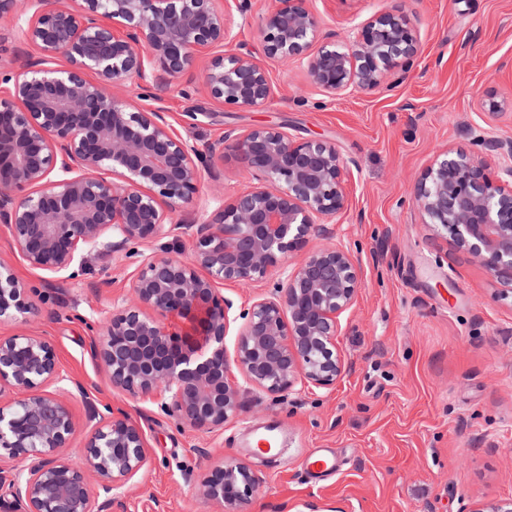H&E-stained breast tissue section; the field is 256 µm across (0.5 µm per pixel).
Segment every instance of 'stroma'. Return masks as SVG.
<instances>
[{
	"label": "stroma",
	"mask_w": 512,
	"mask_h": 512,
	"mask_svg": "<svg viewBox=\"0 0 512 512\" xmlns=\"http://www.w3.org/2000/svg\"><path fill=\"white\" fill-rule=\"evenodd\" d=\"M270 4L252 0L247 14L231 11L240 52L265 59L259 24ZM309 7L322 31L340 35L387 8L418 14L422 54L412 70L391 76L390 88L373 92L331 99L300 64L265 60L275 88L266 106L222 110L204 93L183 94L182 79L144 105L201 146L230 129L274 126L331 141L355 161L335 233L358 259L362 287L340 318L350 369L336 385L281 397L250 386L246 409L223 431L178 423L157 399L112 388L89 352L90 324L128 295L136 257L61 280L30 267L0 224V254L31 289L29 328L49 336L63 374L84 388L70 399L79 426L68 455L82 457L88 396L123 406L148 439L150 460L128 482L120 512H220L193 486L220 454L263 479L246 512H471L512 497V296L423 223L411 200L436 153L471 150L475 133L512 137V0H309ZM488 91L497 113L481 106ZM195 108L216 117L187 127L183 114ZM261 422L279 423L287 438L278 465L242 442L245 427ZM318 448L334 449L338 470L310 481L303 462Z\"/></svg>",
	"instance_id": "35a3bbf8"
}]
</instances>
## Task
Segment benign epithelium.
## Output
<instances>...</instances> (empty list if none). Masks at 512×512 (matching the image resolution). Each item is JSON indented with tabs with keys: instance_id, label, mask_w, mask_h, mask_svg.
I'll list each match as a JSON object with an SVG mask.
<instances>
[{
	"instance_id": "benign-epithelium-1",
	"label": "benign epithelium",
	"mask_w": 512,
	"mask_h": 512,
	"mask_svg": "<svg viewBox=\"0 0 512 512\" xmlns=\"http://www.w3.org/2000/svg\"><path fill=\"white\" fill-rule=\"evenodd\" d=\"M228 2L0 0V25L39 51L0 71V223L33 268L59 279L91 261L108 270L114 255L164 236L192 241L188 260L140 255L130 297L113 303L90 351L113 388L158 397L205 433L239 414L245 382L272 394L336 384L348 370L340 317L362 285L358 259L329 227L352 165L335 144L255 127L201 149L138 103L201 59L209 99L235 108L274 100L265 64L231 48ZM308 2L273 0L259 36L266 58L301 62L329 97L386 88L422 53L417 15L381 11L340 40L320 36ZM472 141V151L437 153L412 199L424 223L512 293V138ZM229 157L252 182L229 200L201 199L203 170ZM275 272L273 288L230 316L219 286L255 287ZM29 291L0 256V323L26 319ZM235 322L230 357L224 336ZM67 380L49 338L0 336V505L11 512H112L116 491L149 462L127 411L91 402L83 462L66 456L76 432ZM260 483L248 464L221 457L197 492L243 512Z\"/></svg>"
}]
</instances>
